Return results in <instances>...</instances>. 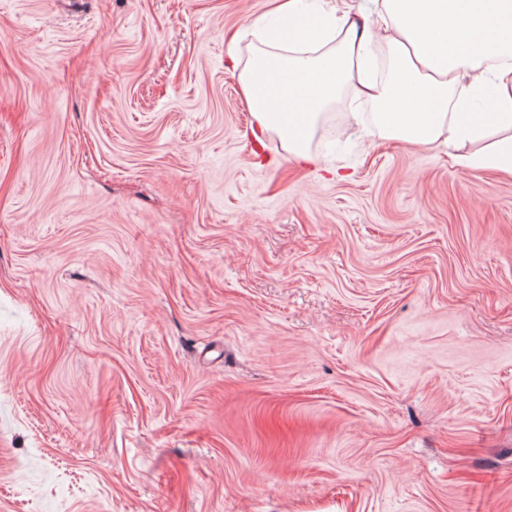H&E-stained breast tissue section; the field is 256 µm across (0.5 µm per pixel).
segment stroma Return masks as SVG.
Listing matches in <instances>:
<instances>
[{"instance_id": "35a3bbf8", "label": "stroma", "mask_w": 512, "mask_h": 512, "mask_svg": "<svg viewBox=\"0 0 512 512\" xmlns=\"http://www.w3.org/2000/svg\"><path fill=\"white\" fill-rule=\"evenodd\" d=\"M269 7L0 0V512H512V176L254 159Z\"/></svg>"}]
</instances>
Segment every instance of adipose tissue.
Instances as JSON below:
<instances>
[{"label": "adipose tissue", "mask_w": 512, "mask_h": 512, "mask_svg": "<svg viewBox=\"0 0 512 512\" xmlns=\"http://www.w3.org/2000/svg\"><path fill=\"white\" fill-rule=\"evenodd\" d=\"M264 38L238 78L260 131L308 163L314 129L342 92L374 104L380 136L455 150L457 165L512 174V0H374L357 23L354 0H272ZM491 138L481 155L466 142Z\"/></svg>", "instance_id": "ef3b65f1"}]
</instances>
